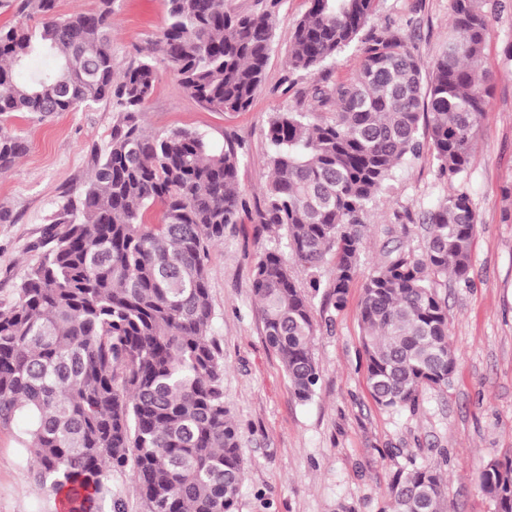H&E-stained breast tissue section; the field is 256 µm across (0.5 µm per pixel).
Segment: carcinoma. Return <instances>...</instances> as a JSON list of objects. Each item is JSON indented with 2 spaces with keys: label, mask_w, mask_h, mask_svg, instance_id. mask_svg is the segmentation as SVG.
Segmentation results:
<instances>
[{
  "label": "carcinoma",
  "mask_w": 512,
  "mask_h": 512,
  "mask_svg": "<svg viewBox=\"0 0 512 512\" xmlns=\"http://www.w3.org/2000/svg\"><path fill=\"white\" fill-rule=\"evenodd\" d=\"M156 50L181 85L216 112L250 108L273 41L264 13H231L224 0H165ZM375 0H309L290 36L288 67L314 73L359 38ZM488 0H452L448 48L429 78L397 30H371L357 78L316 89L335 104L329 122L276 112L266 136L272 177L256 221L286 231L292 259L330 265L335 307L358 275L363 217L393 169L429 142L439 174L463 181L485 112L482 57ZM114 0L94 13L57 14V0H18L19 20L0 27V116L76 112L101 101L118 113L52 246L0 310V429L28 420L24 447L64 512H93L111 493L112 471L133 466L146 512H234L243 484L238 426L224 408V360L205 260L240 223L239 156L215 152L201 133L148 134L138 117L158 77L151 58L120 70L112 56ZM34 56L54 66L20 79ZM27 151L0 125V170ZM161 206L157 224L148 210ZM420 256L397 246L363 285L366 379L375 402L415 410L422 392L448 384L456 367L448 313L437 288L467 281L477 217L456 190L424 216ZM266 345L282 359L292 393L315 395L316 328L288 260L267 252L252 282ZM482 489L496 512H512V458L489 461ZM442 461L399 469L381 512H445Z\"/></svg>",
  "instance_id": "1"
}]
</instances>
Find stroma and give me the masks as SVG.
Masks as SVG:
<instances>
[{
  "mask_svg": "<svg viewBox=\"0 0 512 512\" xmlns=\"http://www.w3.org/2000/svg\"><path fill=\"white\" fill-rule=\"evenodd\" d=\"M308 6V0H224L226 10L272 16L269 61L247 111L207 109L164 68L139 118L146 132L196 131L215 150L233 146L240 158L237 191L246 209L241 223L225 227L223 242L210 247L206 260L210 334L224 358V406L239 427L245 458L236 512H381L399 468L442 453L448 456L442 471L448 512H496L480 476L491 459L512 456V5L492 18L483 56L491 90L469 174L457 187L469 194L478 218L469 280L450 277L438 288L457 367L447 386L425 390L412 411L382 407L370 394L362 280L353 282L338 309L330 275H322L314 292L310 270L291 267L316 326L311 351L320 381L311 400L292 395L279 355L264 340L254 268L261 253L286 246L284 231L256 221L271 176L268 122L276 112H305L314 123L331 119L334 107L318 105L316 88L352 81L363 59V45L356 42L318 72L289 70V36ZM114 8L112 56L123 68L153 53L166 6L165 0H115ZM451 22V0H376L371 25L410 36L427 65L445 48ZM115 119L106 102L44 118L7 117L6 126L26 140L28 151L0 173L1 309L16 302L54 217L78 200ZM453 188L429 154L405 157L369 207L362 269L377 266L398 245L421 254L423 217ZM25 427L19 418L0 429V512H58L54 492L29 470L20 444ZM109 484L112 495L99 501L97 512H113L116 497L125 512H146L132 468L112 471Z\"/></svg>",
  "mask_w": 512,
  "mask_h": 512,
  "instance_id": "stroma-1",
  "label": "stroma"
}]
</instances>
